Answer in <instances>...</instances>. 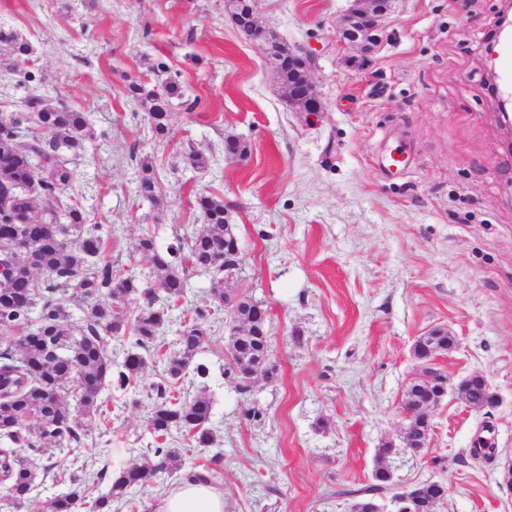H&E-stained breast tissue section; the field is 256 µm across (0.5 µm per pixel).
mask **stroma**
Returning <instances> with one entry per match:
<instances>
[{"label":"stroma","mask_w":512,"mask_h":512,"mask_svg":"<svg viewBox=\"0 0 512 512\" xmlns=\"http://www.w3.org/2000/svg\"><path fill=\"white\" fill-rule=\"evenodd\" d=\"M348 0H262L260 20L318 55L323 112L283 100L261 45L238 34L224 0H0V25L34 47L29 66L49 99L87 112L97 138L74 157L76 188L104 229L112 259L149 273L136 244L159 249L198 230L199 194L222 197L242 251L233 288L269 313L277 378L239 393L226 374L231 315L209 319L198 362L208 365L218 442L184 454L110 512H161L186 471L214 469L224 512H349L339 488L369 482L385 442L396 488L444 481L437 512H512V158L499 146L484 88V42L500 0H399L371 65L342 67L336 22ZM177 74L194 111L173 106L171 134L153 137L124 76L154 82L151 64ZM246 141L245 158L224 138ZM210 160L185 162L187 147ZM150 156L163 188L153 207L134 194ZM402 157L401 166L389 164ZM457 339L437 366L453 387L482 373L500 405L492 416L448 392L431 415L419 457L403 450L402 401L419 370L418 336ZM99 420L79 448L37 461L21 512L71 476L109 490L111 477L155 446L149 401L105 387ZM494 455H470L476 436Z\"/></svg>","instance_id":"obj_1"}]
</instances>
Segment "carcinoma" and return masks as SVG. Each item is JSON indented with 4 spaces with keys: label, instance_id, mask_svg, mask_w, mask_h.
<instances>
[{
    "label": "carcinoma",
    "instance_id": "cac0c4a2",
    "mask_svg": "<svg viewBox=\"0 0 512 512\" xmlns=\"http://www.w3.org/2000/svg\"><path fill=\"white\" fill-rule=\"evenodd\" d=\"M33 53L25 36L0 26V66L6 71H19ZM153 72L158 84L129 78L126 91L131 100L146 106L153 134L163 138L173 100L183 101L188 110L194 103L184 99L181 84L164 63L154 65ZM22 107L26 111L0 113V238H19L27 245L25 253L13 258L17 274L0 280V449L24 451L3 486L4 497L16 506L30 501L31 460L47 450L80 443L84 426L101 415V390L109 384L121 390L135 386L151 358L163 363L165 374L151 388L153 458L119 470L105 495L91 497V487L75 479L68 491L46 504L47 512H77L89 497V512H106L110 502L173 470L180 449L165 447L173 434L183 437L186 451L215 442L212 399L206 388L185 401L174 395L187 374L200 379L209 375V367L195 362V357L207 337L204 323L210 310L196 307L191 318L179 321L175 352H160L158 339L173 325V308L185 298L189 269L213 274L211 304L217 309L224 306V200L197 196L200 230L176 237L177 244L164 253L156 249L152 236L143 235L137 249L149 255L154 272L145 277L124 272L112 263V234L103 233V226L93 222L91 209L74 195L76 173L68 155L84 153L97 138L87 113L64 101L51 103L36 90L24 97ZM135 194L155 207L162 200L158 176L147 157L137 168ZM234 298L243 331L228 337L227 372L244 394L251 387V360L269 337L261 304L239 293ZM108 336L130 341L118 363L107 353ZM493 395L484 375L469 376L465 397L470 406L479 409L491 403ZM71 396L86 423L74 421ZM432 428L423 415L409 422L406 449L421 455L423 434ZM393 452L392 443L381 444L372 482L356 489L339 488L336 496L352 498L360 512H373L377 499L392 490L385 461ZM418 491L417 509L401 494L391 496L395 512H436L443 500L440 488L425 483Z\"/></svg>",
    "mask_w": 512,
    "mask_h": 512
}]
</instances>
